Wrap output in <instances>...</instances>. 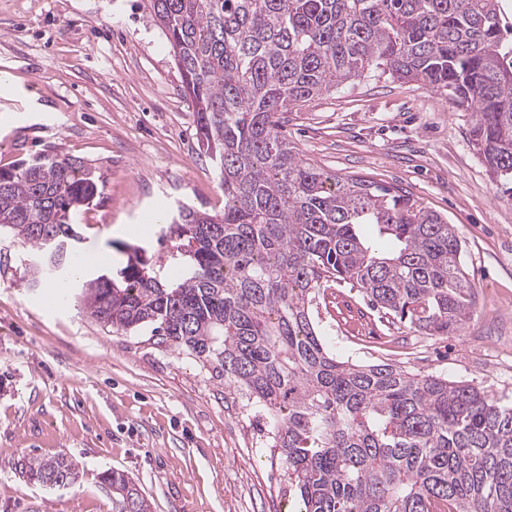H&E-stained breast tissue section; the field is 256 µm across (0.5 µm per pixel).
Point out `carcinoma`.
Here are the masks:
<instances>
[{
  "label": "carcinoma",
  "mask_w": 512,
  "mask_h": 512,
  "mask_svg": "<svg viewBox=\"0 0 512 512\" xmlns=\"http://www.w3.org/2000/svg\"><path fill=\"white\" fill-rule=\"evenodd\" d=\"M197 112L224 210L159 219L180 279L140 245L82 285L91 317L215 358L265 412L299 512H512V406L478 387L389 363L336 358L314 309L341 283L425 336L462 328L475 305L456 225L358 176L330 174L283 133L295 105L378 72L448 92L473 110L472 141L512 176V39L500 0H151ZM82 161L49 154L0 168V231L34 254L32 282L71 283L74 218L100 195ZM385 241L375 247L364 225ZM28 481L78 478L63 456L22 464ZM101 479L112 512H149L122 472Z\"/></svg>",
  "instance_id": "carcinoma-1"
}]
</instances>
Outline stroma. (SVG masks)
I'll use <instances>...</instances> for the list:
<instances>
[{"label":"stroma","instance_id":"stroma-1","mask_svg":"<svg viewBox=\"0 0 512 512\" xmlns=\"http://www.w3.org/2000/svg\"><path fill=\"white\" fill-rule=\"evenodd\" d=\"M0 167L37 152L91 167L102 190L76 218L81 248L125 263L120 243L161 255L157 216L224 208L217 169L149 0H0ZM472 113L446 92L386 76L290 109L288 139L318 167L361 176L455 224L475 306L446 336L367 310L349 286L320 308L340 359L473 384L512 404V196L475 148ZM64 455L77 482L47 488L17 461ZM125 472L150 512H294L263 414L217 361L113 332L72 288L32 285L29 254L0 234V512H112L103 471Z\"/></svg>","mask_w":512,"mask_h":512}]
</instances>
